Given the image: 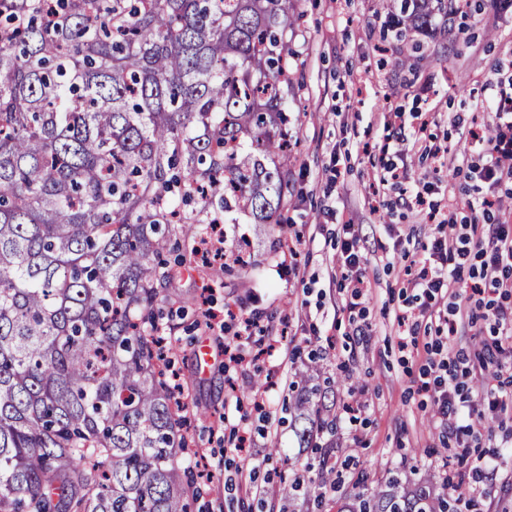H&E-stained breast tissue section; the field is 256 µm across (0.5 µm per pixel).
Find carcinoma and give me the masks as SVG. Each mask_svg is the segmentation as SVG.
I'll return each instance as SVG.
<instances>
[{"mask_svg": "<svg viewBox=\"0 0 512 512\" xmlns=\"http://www.w3.org/2000/svg\"><path fill=\"white\" fill-rule=\"evenodd\" d=\"M459 0H404L417 27ZM294 0H0V512H187L186 400L160 347L174 267L211 207L269 224L288 193ZM302 447L329 427L296 404ZM290 508L456 512L435 476Z\"/></svg>", "mask_w": 512, "mask_h": 512, "instance_id": "1", "label": "carcinoma"}]
</instances>
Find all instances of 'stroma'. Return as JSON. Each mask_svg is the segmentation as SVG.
<instances>
[{
    "label": "stroma",
    "mask_w": 512,
    "mask_h": 512,
    "mask_svg": "<svg viewBox=\"0 0 512 512\" xmlns=\"http://www.w3.org/2000/svg\"><path fill=\"white\" fill-rule=\"evenodd\" d=\"M402 0H295L296 22L288 31L289 61L299 82L288 93L290 146L284 168L289 192L274 224L238 215L224 226V248L237 260L226 268L182 267L174 283L185 312L174 320L175 363L188 384V411L195 428L187 436L199 450L211 479H196L189 512H249L254 492L228 493L241 455L224 450L225 423L246 419L254 436L252 454L265 462L257 479L265 484L289 472L288 459L301 456L295 433L283 417L297 388L320 386L326 398L322 416L335 422L321 442L331 444L352 472L371 482L389 470L405 468L412 479L476 467L458 462L448 435L439 428L428 395L415 380L426 371L427 350H404L396 321L406 304L400 292L402 264H389L390 248L421 253L440 232L426 211L406 207V193L432 183L427 201L446 216L454 195L502 198L492 224L512 225V178L491 186L477 174L488 154L469 153V131L494 132V103L512 84V0L464 10L455 18L435 16L428 31L416 29L401 12ZM404 115L397 132L393 113ZM430 124L421 127V114ZM440 147L443 158L433 157ZM404 172L398 184L379 178L388 164ZM356 225L368 258L370 287L364 297L367 336L359 337L345 309L341 276V227ZM296 256H288L289 244ZM225 312L224 327H194L201 304ZM263 314L270 354L250 366L261 386L270 366L281 365L276 386L265 393L270 419L252 404L236 411L224 383V345L237 316ZM207 344L212 361L198 368L196 348ZM484 339L476 329L449 343L450 352L468 357V384L483 391ZM366 409L351 420L348 403ZM497 421L488 423L480 442L496 452V467L484 471L474 492L478 512H498L512 497V384L499 391Z\"/></svg>",
    "instance_id": "35a3bbf8"
}]
</instances>
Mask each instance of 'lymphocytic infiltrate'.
Listing matches in <instances>:
<instances>
[{"mask_svg": "<svg viewBox=\"0 0 512 512\" xmlns=\"http://www.w3.org/2000/svg\"><path fill=\"white\" fill-rule=\"evenodd\" d=\"M496 135L485 138L479 132H472L475 148L486 151L490 156L488 165L481 171L484 180L498 183L512 177V92H501L497 101ZM497 204L496 199L485 196L467 201L471 213L469 224L460 235L437 237L432 241L428 257L418 260L414 273L408 274L406 287L416 290L420 301L418 311H405L397 316L398 323L423 316L436 325L435 350H442L444 338H451L463 330L467 314L466 305L474 298H486V307L500 330L499 338L484 343L483 352L488 358H496L505 341L512 340V306L496 302V295L512 294V231L499 224L487 228L483 219ZM343 238L340 251L342 258V279L349 293L346 308L356 311L361 306L367 282L365 265L359 236L354 225L342 227ZM475 256L480 266L471 271L469 277H462L459 271H452L448 263L454 258ZM456 288L460 305L442 308L440 299L444 289ZM262 330L260 314L243 317L238 322L234 340L224 346V370L227 374L228 395L238 398L241 390L249 385L247 367L258 345L257 337ZM457 362L439 361L430 380L421 382L420 389L429 393L436 408V416L449 437L478 436L487 413L493 412L497 401L494 394H486L480 400H472Z\"/></svg>", "mask_w": 512, "mask_h": 512, "instance_id": "1", "label": "lymphocytic infiltrate"}]
</instances>
